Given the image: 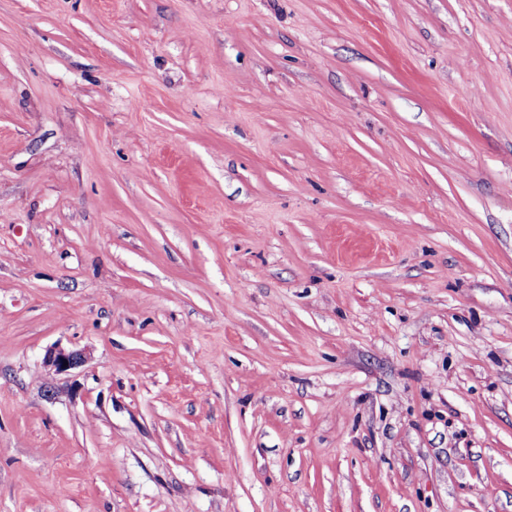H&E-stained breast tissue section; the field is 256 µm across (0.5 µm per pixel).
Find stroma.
I'll use <instances>...</instances> for the list:
<instances>
[{"instance_id": "1", "label": "stroma", "mask_w": 512, "mask_h": 512, "mask_svg": "<svg viewBox=\"0 0 512 512\" xmlns=\"http://www.w3.org/2000/svg\"><path fill=\"white\" fill-rule=\"evenodd\" d=\"M0 512H512V0H0ZM64 361H67V366H64ZM83 362L84 356L80 351L66 350L61 347L48 350L45 356L46 365L53 369L56 374H66Z\"/></svg>"}]
</instances>
